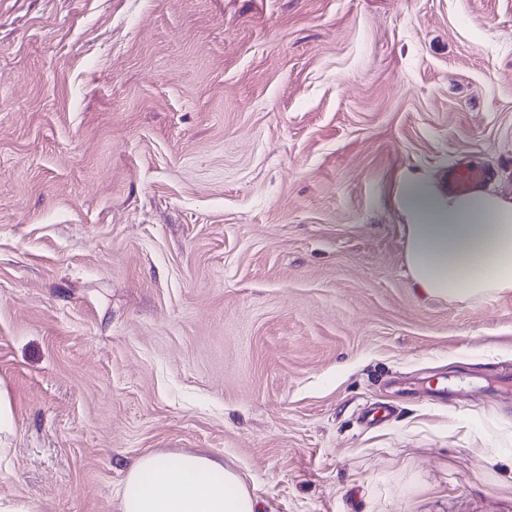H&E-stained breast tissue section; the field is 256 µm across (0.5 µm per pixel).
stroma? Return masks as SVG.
Segmentation results:
<instances>
[{
	"label": "stroma",
	"instance_id": "1",
	"mask_svg": "<svg viewBox=\"0 0 512 512\" xmlns=\"http://www.w3.org/2000/svg\"><path fill=\"white\" fill-rule=\"evenodd\" d=\"M512 198V0H0V498L512 512V291L431 298L400 185ZM14 429V418L10 401L4 390L0 389V459L5 455L8 448L5 447L4 436L11 434ZM122 512H256L243 479L208 453L140 456L126 471Z\"/></svg>",
	"mask_w": 512,
	"mask_h": 512
}]
</instances>
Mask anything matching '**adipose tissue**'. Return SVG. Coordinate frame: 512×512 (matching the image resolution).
<instances>
[{
	"label": "adipose tissue",
	"instance_id": "ef3b65f1",
	"mask_svg": "<svg viewBox=\"0 0 512 512\" xmlns=\"http://www.w3.org/2000/svg\"><path fill=\"white\" fill-rule=\"evenodd\" d=\"M398 202L411 218L405 258L417 288L451 301L512 291V200L479 189L447 194L415 180ZM121 500L122 512H257L240 475L208 453L140 456Z\"/></svg>",
	"mask_w": 512,
	"mask_h": 512
}]
</instances>
